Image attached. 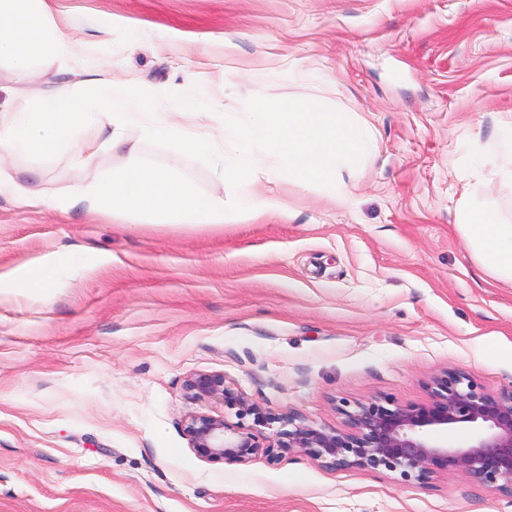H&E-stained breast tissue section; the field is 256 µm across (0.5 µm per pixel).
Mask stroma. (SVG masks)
<instances>
[{"label":"stroma","mask_w":512,"mask_h":512,"mask_svg":"<svg viewBox=\"0 0 512 512\" xmlns=\"http://www.w3.org/2000/svg\"><path fill=\"white\" fill-rule=\"evenodd\" d=\"M47 3L76 56L25 75L1 63L0 84L20 92L0 128L50 83L138 76L199 84L224 113L254 96L316 102L367 123L377 148L346 178L350 204L260 176L253 192L286 215L223 226L54 207L125 168L124 144L84 166L68 148L0 156L45 201L0 195V273L58 261L45 293L0 285V512H512L460 475L420 483L296 454L205 462L183 431L195 413L237 420L188 397L199 372L326 428L374 396L425 401L444 369L512 385V285L476 282L455 228L467 189L512 216V185L482 184L467 160L512 114V0ZM123 137L220 193L213 167L137 127Z\"/></svg>","instance_id":"1"}]
</instances>
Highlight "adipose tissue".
<instances>
[{"instance_id": "adipose-tissue-1", "label": "adipose tissue", "mask_w": 512, "mask_h": 512, "mask_svg": "<svg viewBox=\"0 0 512 512\" xmlns=\"http://www.w3.org/2000/svg\"><path fill=\"white\" fill-rule=\"evenodd\" d=\"M71 54L44 0H0V60H9L23 73L42 62L64 63ZM473 153L480 161L475 170L480 181L512 183V120L477 139ZM456 230L481 276L512 283V221L496 204L463 192Z\"/></svg>"}]
</instances>
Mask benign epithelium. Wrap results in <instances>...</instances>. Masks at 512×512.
I'll list each match as a JSON object with an SVG mask.
<instances>
[{
  "label": "benign epithelium",
  "instance_id": "obj_1",
  "mask_svg": "<svg viewBox=\"0 0 512 512\" xmlns=\"http://www.w3.org/2000/svg\"><path fill=\"white\" fill-rule=\"evenodd\" d=\"M184 388L195 400L237 409L253 426L222 416L195 413L184 427L189 448L209 462L243 464L263 455L275 462L284 453L305 456L333 469L400 472L405 479L463 475L488 491L512 498V385L489 391L468 375L443 370L426 383L428 399L401 404L375 396L346 412L341 428H321L297 414H272L229 386L222 372L195 373ZM273 430L262 435L258 427ZM465 429L471 444L454 448L436 440Z\"/></svg>",
  "mask_w": 512,
  "mask_h": 512
}]
</instances>
